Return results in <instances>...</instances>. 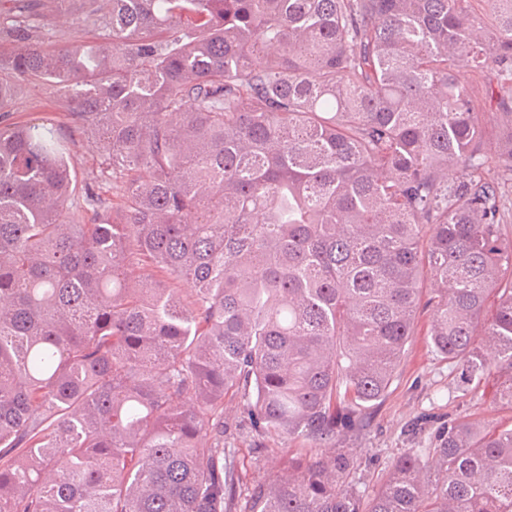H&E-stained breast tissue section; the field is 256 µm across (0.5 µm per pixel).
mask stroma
<instances>
[{
	"label": "stroma",
	"mask_w": 512,
	"mask_h": 512,
	"mask_svg": "<svg viewBox=\"0 0 512 512\" xmlns=\"http://www.w3.org/2000/svg\"><path fill=\"white\" fill-rule=\"evenodd\" d=\"M36 38L61 47L77 39L97 41L99 32L84 22L81 10L58 15L50 0H45ZM8 119L12 122L49 119L71 132L72 167L81 179L93 184L103 206L116 201L111 169L103 165L92 141L74 128L58 88L42 82L24 84ZM426 327V320H419L418 334L408 345L387 396L374 408L369 426L362 432L342 435L336 441L337 447L348 449L356 460L353 486L364 496H373L379 490L392 464L405 451L433 447L435 430L441 422L464 416L479 427L490 429L512 421V410L496 399L495 379L487 378L477 389L464 384L460 367L448 364L430 351L424 338ZM224 419L231 426L224 444L234 449L243 461L247 480L273 479L288 457L291 441H280L275 450L256 456L251 452L254 439L237 402L225 401Z\"/></svg>",
	"instance_id": "1"
}]
</instances>
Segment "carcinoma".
I'll list each match as a JSON object with an SVG mask.
<instances>
[{"label":"carcinoma","mask_w":512,"mask_h":512,"mask_svg":"<svg viewBox=\"0 0 512 512\" xmlns=\"http://www.w3.org/2000/svg\"><path fill=\"white\" fill-rule=\"evenodd\" d=\"M15 2L0 112L54 84L125 192L74 223L62 129L0 126V512H235L228 397L252 452L301 444L244 512H512V424L448 420L367 500L319 452L423 313L512 407V0H106L54 50Z\"/></svg>","instance_id":"obj_1"}]
</instances>
